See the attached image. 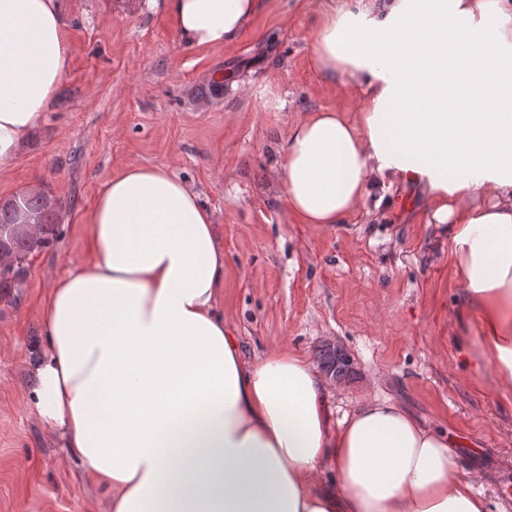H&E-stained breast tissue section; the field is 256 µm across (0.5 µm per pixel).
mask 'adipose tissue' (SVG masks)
<instances>
[{
    "mask_svg": "<svg viewBox=\"0 0 512 512\" xmlns=\"http://www.w3.org/2000/svg\"><path fill=\"white\" fill-rule=\"evenodd\" d=\"M146 6L185 45L215 48L263 0ZM67 28L60 0H0V171L46 119ZM312 54L325 77L363 78L369 103L290 129V213L339 224L375 189L424 184L432 223L451 227L462 317L512 385V0H356L324 12ZM85 222L91 258L50 287L32 406L109 489L108 512H487L448 439L399 404L336 420L305 356L244 359L216 311L217 226L184 181L128 168Z\"/></svg>",
    "mask_w": 512,
    "mask_h": 512,
    "instance_id": "1",
    "label": "adipose tissue"
}]
</instances>
